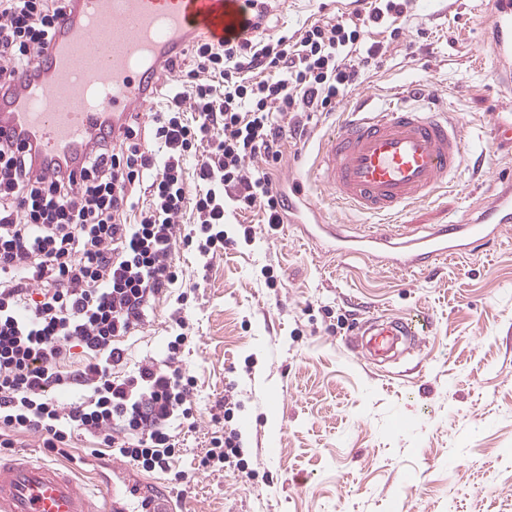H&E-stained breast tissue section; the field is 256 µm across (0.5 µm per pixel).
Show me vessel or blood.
I'll use <instances>...</instances> for the list:
<instances>
[{"instance_id": "b4317fda", "label": "vessel or blood", "mask_w": 512, "mask_h": 512, "mask_svg": "<svg viewBox=\"0 0 512 512\" xmlns=\"http://www.w3.org/2000/svg\"><path fill=\"white\" fill-rule=\"evenodd\" d=\"M247 0H75L48 48L11 98H0V131L31 146L36 169L67 161L79 170L90 137L118 132L133 108L151 99L163 59L194 40L224 41L243 33ZM500 85L512 88V0H492L484 28ZM416 86L387 105L364 96L320 144L309 171L340 208L382 218L377 229L351 234L328 221L303 187L292 186L298 222L313 244L406 274L436 267L496 238L512 223V175L478 215L423 232L399 221L412 205L447 190L467 159L463 129L447 112L420 101ZM414 319L360 328L348 340L364 357L388 356L398 344H422ZM104 505L86 482L53 461L26 454L0 460V512H173L163 490L128 465L113 464Z\"/></svg>"}]
</instances>
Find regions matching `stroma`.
<instances>
[{"instance_id": "1", "label": "stroma", "mask_w": 512, "mask_h": 512, "mask_svg": "<svg viewBox=\"0 0 512 512\" xmlns=\"http://www.w3.org/2000/svg\"><path fill=\"white\" fill-rule=\"evenodd\" d=\"M488 3L413 0L397 20L407 38L348 93L382 103L405 85L430 86L467 143L486 149L480 173L461 169L446 192L405 212L421 230L470 217L512 172V145L490 142L511 96L482 43ZM347 9V0H287L269 25L292 33ZM344 115L340 105L314 116L308 145L288 149L276 181L305 174ZM224 231L235 244L223 254L180 257L198 421L179 434L175 467L188 480L155 481L193 512H512V224L416 275L328 254L295 224L268 235L255 210H228ZM171 309L158 305L131 361L161 354ZM419 313L427 340L396 362L367 364L346 342L370 318ZM215 415L239 433L240 462L202 470Z\"/></svg>"}]
</instances>
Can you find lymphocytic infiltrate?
<instances>
[{
  "mask_svg": "<svg viewBox=\"0 0 512 512\" xmlns=\"http://www.w3.org/2000/svg\"><path fill=\"white\" fill-rule=\"evenodd\" d=\"M70 2L0 0V91L45 51ZM250 6L249 36L175 54L163 107L93 141L81 176L35 171L29 148L0 135V451L32 432L71 462L83 436L92 456L184 480L172 429L195 418L186 319L161 357L129 365L126 343L157 304L185 302L172 293L183 281L176 252L227 248V208L259 210L273 231L286 223L272 174L286 143L306 139L311 114L335 111L380 63L386 49L369 28L403 34L405 0H372L296 35L270 31L272 0ZM255 157L264 169L246 167ZM186 211L190 230L177 222Z\"/></svg>",
  "mask_w": 512,
  "mask_h": 512,
  "instance_id": "lymphocytic-infiltrate-1",
  "label": "lymphocytic infiltrate"
}]
</instances>
